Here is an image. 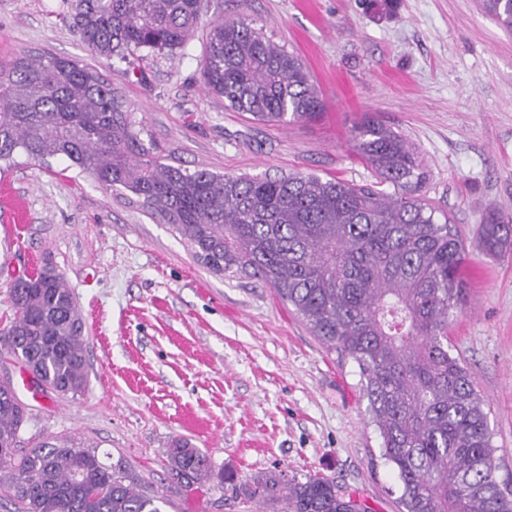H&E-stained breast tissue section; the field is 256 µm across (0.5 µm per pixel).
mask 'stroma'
<instances>
[{
  "label": "stroma",
  "instance_id": "35a3bbf8",
  "mask_svg": "<svg viewBox=\"0 0 512 512\" xmlns=\"http://www.w3.org/2000/svg\"><path fill=\"white\" fill-rule=\"evenodd\" d=\"M69 10V0H0V60L45 49L91 64L168 164L362 185L373 174L350 149L355 126L372 116L403 134L422 159V197L448 213L471 250L451 353L490 404L498 475L512 484V256L475 249L486 213L512 217V34L475 0H399L392 12L364 0H205L185 46L119 62L90 54ZM229 17L301 56L324 100L319 117L259 123L207 91L203 35ZM47 263L84 320L87 387L43 394L22 363L0 354V380L28 407L20 447L75 439L111 453L166 498L167 512H263L226 483L191 493L172 484L166 451L179 438L239 481L277 467L299 480L318 471L367 512H398L401 487L354 362L267 285L210 273L169 225L66 159L41 168L22 156L0 175V328L14 318L12 282Z\"/></svg>",
  "mask_w": 512,
  "mask_h": 512
}]
</instances>
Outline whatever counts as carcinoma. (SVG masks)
<instances>
[{"mask_svg": "<svg viewBox=\"0 0 512 512\" xmlns=\"http://www.w3.org/2000/svg\"><path fill=\"white\" fill-rule=\"evenodd\" d=\"M512 32V0H477ZM73 25L92 55L124 61L143 48L176 50L195 36L203 0H75ZM201 77L228 106L266 124L312 119L323 102L302 59L241 18L212 22ZM353 152L375 181L290 173L254 177L164 162L136 129L133 113L97 69L50 52L0 63V173L24 154L65 158L103 189L135 197L145 212L186 238L216 274L244 273L272 288L329 349L361 375L381 456L396 474L399 512H512L498 480L485 401L451 356L448 326L467 296L468 251L448 216L420 196L418 153L369 116L354 128ZM477 248L512 249V218H483ZM16 316L0 349L39 385L77 395L87 384L83 322L52 266L10 288ZM26 408L0 381V498L15 512H165L140 491L122 460L108 464L75 442L20 449ZM173 481L190 490L216 476L189 441L167 449ZM244 498L284 503L282 512H363L334 479L288 478L278 469L238 486Z\"/></svg>", "mask_w": 512, "mask_h": 512, "instance_id": "obj_1", "label": "carcinoma"}]
</instances>
